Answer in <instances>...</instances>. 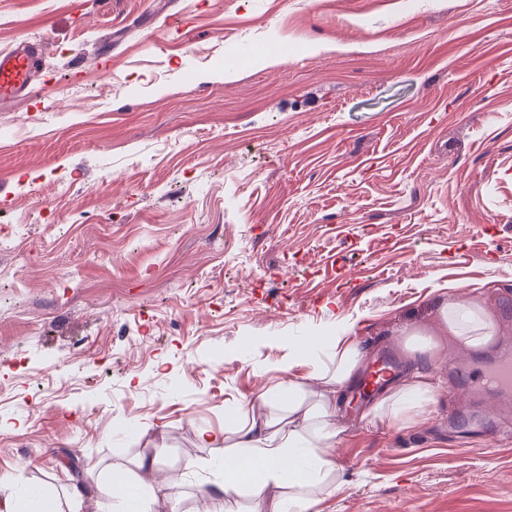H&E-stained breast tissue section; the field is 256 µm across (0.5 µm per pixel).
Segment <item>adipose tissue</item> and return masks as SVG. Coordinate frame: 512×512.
I'll use <instances>...</instances> for the list:
<instances>
[{
    "label": "adipose tissue",
    "mask_w": 512,
    "mask_h": 512,
    "mask_svg": "<svg viewBox=\"0 0 512 512\" xmlns=\"http://www.w3.org/2000/svg\"><path fill=\"white\" fill-rule=\"evenodd\" d=\"M440 331L455 344L482 348L490 344L497 326L480 304L448 298L436 302ZM310 352L311 379L322 389L310 394L291 376H281L261 396L267 415L243 405L233 409L224 437V477L214 491L224 500V512H239L237 498L248 490L267 512H313L322 497L336 488L339 428L332 415L345 389L356 380L362 361L360 347L339 331L316 337L313 347L296 343L293 355ZM439 393L438 384L420 373L399 378L373 401L366 415L400 428L418 424ZM281 495L269 499L270 489Z\"/></svg>",
    "instance_id": "ef3b65f1"
}]
</instances>
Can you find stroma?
Instances as JSON below:
<instances>
[{"label":"stroma","mask_w":512,"mask_h":512,"mask_svg":"<svg viewBox=\"0 0 512 512\" xmlns=\"http://www.w3.org/2000/svg\"><path fill=\"white\" fill-rule=\"evenodd\" d=\"M23 37L46 51L0 111V493L75 512V483L174 474L158 512H222L199 431L282 368L317 391L288 345L342 327L443 393L401 429L351 385L318 512H512V442L446 395L489 348L401 337L444 294L512 343V0H0V52Z\"/></svg>","instance_id":"35a3bbf8"}]
</instances>
